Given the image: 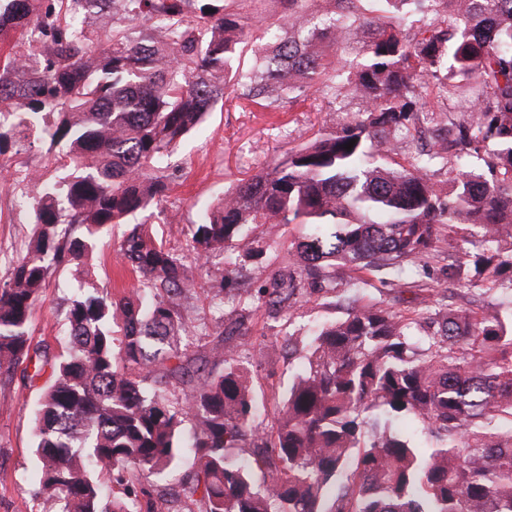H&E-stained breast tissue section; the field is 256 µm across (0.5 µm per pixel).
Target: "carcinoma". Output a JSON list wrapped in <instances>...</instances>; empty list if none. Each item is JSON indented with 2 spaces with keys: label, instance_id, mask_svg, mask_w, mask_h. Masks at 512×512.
I'll return each instance as SVG.
<instances>
[{
  "label": "carcinoma",
  "instance_id": "cac0c4a2",
  "mask_svg": "<svg viewBox=\"0 0 512 512\" xmlns=\"http://www.w3.org/2000/svg\"><path fill=\"white\" fill-rule=\"evenodd\" d=\"M247 1L259 2H0V153L34 132L72 170L30 197L33 237L0 286V369H51L37 496L54 512H171L150 478L189 453L175 496L198 512H512V302L442 312L424 288L406 313L359 300L312 332L269 427L224 318L210 327L184 307L201 261L223 253L209 288L222 312L268 224L307 229L289 254L322 289L338 269L352 288L374 271L406 278L443 226L469 231L448 276L512 282V0H276L279 22L245 67L263 21ZM313 95L351 117L206 210L191 262L132 225L119 251L139 287L78 290L63 353L30 354L48 279L165 197V159L206 113ZM296 290L292 278L249 296L280 312ZM370 415L388 428L368 434ZM400 419L431 444L389 428Z\"/></svg>",
  "mask_w": 512,
  "mask_h": 512
}]
</instances>
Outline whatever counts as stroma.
<instances>
[{
    "mask_svg": "<svg viewBox=\"0 0 512 512\" xmlns=\"http://www.w3.org/2000/svg\"><path fill=\"white\" fill-rule=\"evenodd\" d=\"M343 119V113L316 112L305 103H285L273 112L254 105L224 104L207 114L167 158L173 179L161 206L150 208L148 215L132 216L131 222L150 220L155 235L170 251L187 255L189 227L198 222L205 208L216 204L244 175L262 171L289 149L307 143L319 127H332ZM26 174L42 182L59 179L64 172L47 144L38 140L0 154V280L24 255L33 234L31 209L21 201L31 191L22 180ZM125 230L122 224L110 229L88 258L85 271L65 267L49 279L30 323L32 347L45 349L52 356L62 352L67 330L64 307L76 289L108 285L120 291L134 287L136 276L118 251ZM299 234L294 225L260 231L263 256L256 262L241 263V286L255 279L287 277L294 269L288 245ZM455 245V239L442 238L437 252L417 268L408 283L368 276L367 296L401 309L417 285L452 309L480 312L512 301L510 284L485 292L449 280L448 254ZM353 297L352 289L341 286L333 291L306 287L297 290L288 310L275 315L247 296L225 304L224 326L234 333L226 346L251 367L257 401L265 411H273L303 360L302 352H289V337L305 338L311 327L344 318ZM41 387V382H30L25 367L0 371V512L46 510L34 496L36 464L32 454L33 411Z\"/></svg>",
    "mask_w": 512,
    "mask_h": 512,
    "instance_id": "35a3bbf8",
    "label": "stroma"
}]
</instances>
